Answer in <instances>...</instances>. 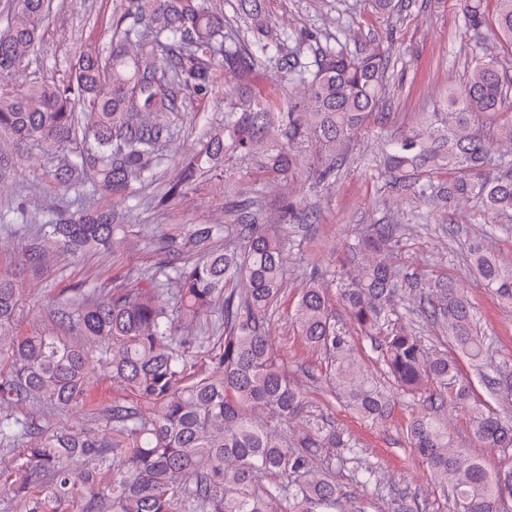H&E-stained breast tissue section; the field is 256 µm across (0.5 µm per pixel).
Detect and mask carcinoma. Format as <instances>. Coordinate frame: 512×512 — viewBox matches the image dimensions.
Masks as SVG:
<instances>
[{
    "mask_svg": "<svg viewBox=\"0 0 512 512\" xmlns=\"http://www.w3.org/2000/svg\"><path fill=\"white\" fill-rule=\"evenodd\" d=\"M12 17L0 33V75L35 53L49 15L44 0H10ZM263 0H241L250 41L224 39V16L208 0H126L112 15L106 54L87 52L68 80L42 78L15 89L0 85V136L36 143L51 152L48 176L78 194L85 211L58 213L39 225L26 250L31 263L50 252L78 253L120 243L130 213L92 205L98 192L130 197L135 185L154 180L163 118L182 107V92H211L212 74L253 72L265 59L290 86L307 92L309 105L245 91L224 105V124L206 134L197 152L166 185L160 202L183 194L197 174L233 157L257 162L256 196L226 200L224 224H195L169 238L165 256L110 293L68 288L56 301L59 320L79 341L13 336L22 286L0 274V447L12 465L0 468V485L22 512H346L332 475L340 460L353 464L362 485L376 471L360 461L356 443L328 419L309 410L269 335L273 307L286 277L288 233L309 210L282 199L280 224L265 223L261 195L305 173L325 182L351 141L372 119L388 90L384 51L350 53L338 42L288 49L263 35ZM486 18L481 0H460L468 27L491 25L512 50V0H495ZM84 113L81 124L78 113ZM512 143V75L493 57L478 56L467 80L448 89L439 112H420L406 130L389 136L383 161L390 188L439 206L473 202L491 222L512 221V159L494 152ZM439 172L444 184L434 182ZM396 224H371L354 247L360 258L341 300L356 328L373 344L383 375L356 356L348 336L331 319L329 291L313 281L301 290L293 314L297 333L324 357L327 402L339 401L361 419L389 417L394 390L418 411L406 424L413 456L447 491L449 512H512V466L488 470L456 446L439 404L452 401L470 417L478 444L512 451V416L493 412L476 397L457 357L493 369L500 399L512 402V363H495L473 315L467 289L439 283L423 311L441 324L448 351L424 337L390 329L406 289L388 256L398 242ZM224 235V248L212 246ZM468 265L504 305L512 307V265H503L474 241ZM222 312L221 331L208 336L189 326ZM95 362L110 369L116 396L104 410L108 433L53 428L25 413L38 404L67 409L91 396ZM276 477L274 489L262 479Z\"/></svg>",
    "mask_w": 512,
    "mask_h": 512,
    "instance_id": "1",
    "label": "carcinoma"
}]
</instances>
